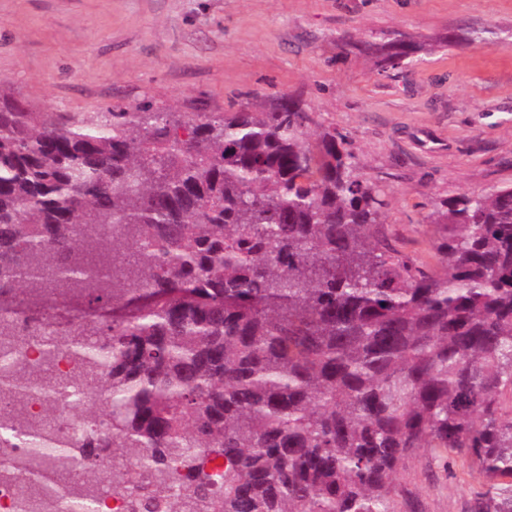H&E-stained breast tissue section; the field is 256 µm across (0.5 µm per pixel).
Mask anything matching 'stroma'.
Masks as SVG:
<instances>
[{"label":"stroma","instance_id":"1","mask_svg":"<svg viewBox=\"0 0 512 512\" xmlns=\"http://www.w3.org/2000/svg\"><path fill=\"white\" fill-rule=\"evenodd\" d=\"M413 52L399 67L392 40ZM0 97L38 112H261L346 138L381 232L434 265L443 200L512 186V0H0ZM485 481L423 448L396 512H470Z\"/></svg>","mask_w":512,"mask_h":512}]
</instances>
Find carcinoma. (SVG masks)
Listing matches in <instances>:
<instances>
[{"label":"carcinoma","instance_id":"cac0c4a2","mask_svg":"<svg viewBox=\"0 0 512 512\" xmlns=\"http://www.w3.org/2000/svg\"><path fill=\"white\" fill-rule=\"evenodd\" d=\"M271 112H95L0 102V312L50 294L91 316L65 348L112 404L64 438L0 416L4 474L49 512L59 470L122 449L128 512H395L421 448L470 458L472 512H512V186L430 215L436 267L379 230L345 139ZM0 323V389L72 412ZM25 442L28 454L3 455ZM48 455L56 465L32 467Z\"/></svg>","mask_w":512,"mask_h":512}]
</instances>
